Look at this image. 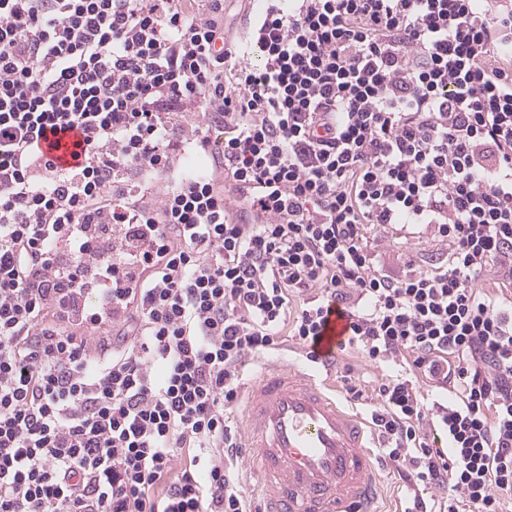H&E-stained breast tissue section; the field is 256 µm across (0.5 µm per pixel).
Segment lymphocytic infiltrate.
Instances as JSON below:
<instances>
[{
  "label": "lymphocytic infiltrate",
  "instance_id": "lymphocytic-infiltrate-1",
  "mask_svg": "<svg viewBox=\"0 0 512 512\" xmlns=\"http://www.w3.org/2000/svg\"><path fill=\"white\" fill-rule=\"evenodd\" d=\"M0 0V512H254L224 458L245 359L331 306L387 376L384 461L512 496V6ZM78 131L59 165L47 133ZM188 151L207 172H178ZM441 264L387 273L382 230ZM248 21L247 13L240 10L238 2H226L224 22L230 33L237 36L246 33V25H249Z\"/></svg>",
  "mask_w": 512,
  "mask_h": 512
}]
</instances>
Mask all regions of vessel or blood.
<instances>
[{"label": "vessel or blood", "instance_id": "1", "mask_svg": "<svg viewBox=\"0 0 512 512\" xmlns=\"http://www.w3.org/2000/svg\"><path fill=\"white\" fill-rule=\"evenodd\" d=\"M347 319L309 344L304 370L272 361L250 382L238 452L257 478L260 512H380L370 423L321 379L348 339Z\"/></svg>", "mask_w": 512, "mask_h": 512}]
</instances>
